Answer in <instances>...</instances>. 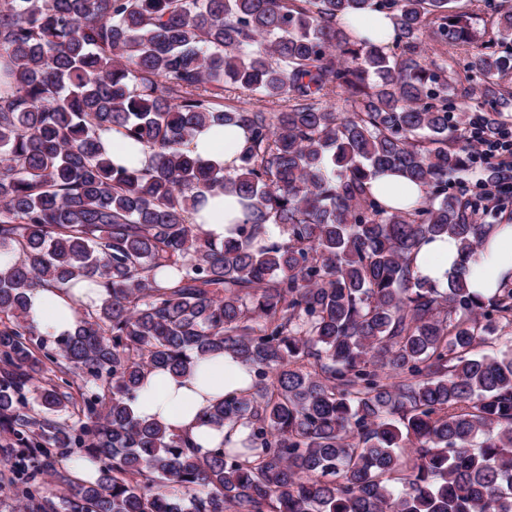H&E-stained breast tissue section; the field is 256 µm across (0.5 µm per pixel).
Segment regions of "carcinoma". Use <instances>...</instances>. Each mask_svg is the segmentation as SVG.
Masks as SVG:
<instances>
[{"instance_id":"cac0c4a2","label":"carcinoma","mask_w":512,"mask_h":512,"mask_svg":"<svg viewBox=\"0 0 512 512\" xmlns=\"http://www.w3.org/2000/svg\"><path fill=\"white\" fill-rule=\"evenodd\" d=\"M450 2L0 0V434L27 512H512V353L475 354L512 324V288L440 291L413 266L437 236L473 256L491 228L448 192L470 72L488 134L512 112V54L494 50L512 0H476L482 41ZM369 12L400 54L337 24ZM427 39L471 51L468 73L425 58ZM227 84L282 106L226 109ZM209 124L247 131L231 172L188 149ZM113 128L153 165L113 162ZM385 169L423 201L372 195ZM215 188L247 211L220 244L188 223ZM265 224L282 238L262 244ZM81 281L103 297L46 338L28 294ZM224 353L254 384L203 417L245 428L240 446L201 455L133 414L148 371ZM71 453L96 477L59 474Z\"/></svg>"}]
</instances>
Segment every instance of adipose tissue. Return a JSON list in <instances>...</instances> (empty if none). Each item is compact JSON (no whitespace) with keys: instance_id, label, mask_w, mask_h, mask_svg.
<instances>
[{"instance_id":"1","label":"adipose tissue","mask_w":512,"mask_h":512,"mask_svg":"<svg viewBox=\"0 0 512 512\" xmlns=\"http://www.w3.org/2000/svg\"><path fill=\"white\" fill-rule=\"evenodd\" d=\"M245 140L240 127L209 126L196 132L190 148L203 163L229 171L235 167ZM101 141L115 163L144 169L154 162L148 147L131 143L118 131L102 133ZM368 187L372 194L398 208L415 207L423 198L422 187L396 174L377 176ZM246 215L237 196L215 190L208 193L199 212L190 214L189 221L201 225L211 240L220 242L228 237L232 225L245 221ZM414 265L417 276L435 288H447L452 277L461 275L471 290L491 295L512 282V223L494 225L487 243L473 258L464 257L454 238L440 236L421 246ZM84 293L81 287L66 294L35 289L28 295L29 318L48 338L71 333L75 304ZM252 384L249 367L234 355L210 356L198 360L186 376L160 369L148 372L132 402V411L139 419L163 424L170 432L189 438L203 454L222 443L225 435L224 430L202 422L203 410L225 397L249 391Z\"/></svg>"}]
</instances>
